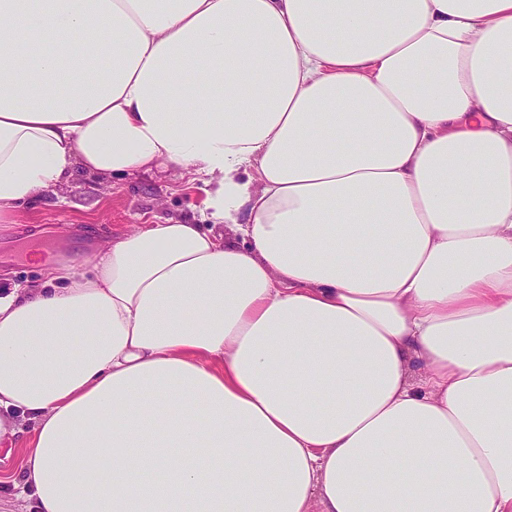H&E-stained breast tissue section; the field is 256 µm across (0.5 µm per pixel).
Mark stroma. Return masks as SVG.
Returning a JSON list of instances; mask_svg holds the SVG:
<instances>
[{"mask_svg":"<svg viewBox=\"0 0 512 512\" xmlns=\"http://www.w3.org/2000/svg\"><path fill=\"white\" fill-rule=\"evenodd\" d=\"M206 194L189 183L179 168L169 167L123 179L74 173L26 206L16 224L0 230V283L36 282L33 250L61 262L85 263L106 232H127L138 224H197ZM32 436L30 424L13 443H0V512H22L14 495L23 450Z\"/></svg>","mask_w":512,"mask_h":512,"instance_id":"stroma-1","label":"stroma"}]
</instances>
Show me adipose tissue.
Instances as JSON below:
<instances>
[{
  "instance_id": "adipose-tissue-1",
  "label": "adipose tissue",
  "mask_w": 512,
  "mask_h": 512,
  "mask_svg": "<svg viewBox=\"0 0 512 512\" xmlns=\"http://www.w3.org/2000/svg\"><path fill=\"white\" fill-rule=\"evenodd\" d=\"M174 166L206 224L0 291L34 512H512V0H0V224Z\"/></svg>"
}]
</instances>
